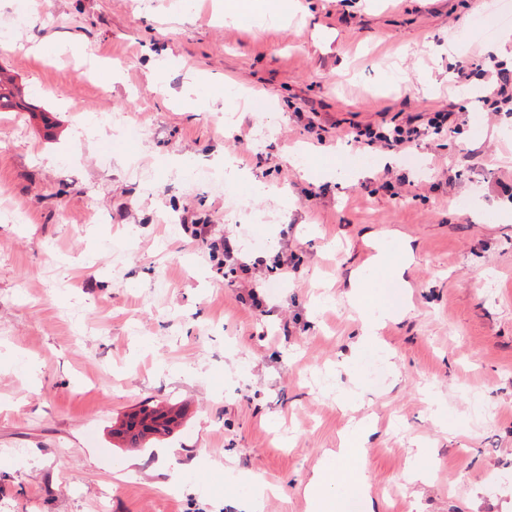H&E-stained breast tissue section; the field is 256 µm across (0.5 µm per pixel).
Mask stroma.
<instances>
[{
    "mask_svg": "<svg viewBox=\"0 0 512 512\" xmlns=\"http://www.w3.org/2000/svg\"><path fill=\"white\" fill-rule=\"evenodd\" d=\"M484 2L275 0L228 23L211 0H0V68L55 123L0 112V512H226L257 476L279 488L263 512H309L307 477L367 414L359 512H512V115L481 112L480 73L454 81L512 51ZM196 80L211 99L188 111ZM459 108L466 126L406 150L350 136ZM228 158L233 211L201 179ZM223 236L296 270L222 276ZM406 243L407 286L381 287L372 257ZM360 267L399 313L352 381ZM146 403L182 425L120 447L114 421Z\"/></svg>",
    "mask_w": 512,
    "mask_h": 512,
    "instance_id": "stroma-1",
    "label": "stroma"
}]
</instances>
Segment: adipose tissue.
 <instances>
[{"label": "adipose tissue", "instance_id": "1", "mask_svg": "<svg viewBox=\"0 0 512 512\" xmlns=\"http://www.w3.org/2000/svg\"><path fill=\"white\" fill-rule=\"evenodd\" d=\"M367 282L361 274H353L346 297L357 310L359 328L355 340L340 352L336 362L338 372L353 374L362 356L379 345L384 326L383 314L373 311L366 302ZM377 427L372 416L352 419L345 430L340 446L329 452L326 463L315 467L304 486V495L313 512H336V503L352 495H368L370 485L358 464L360 448L365 447Z\"/></svg>", "mask_w": 512, "mask_h": 512}]
</instances>
